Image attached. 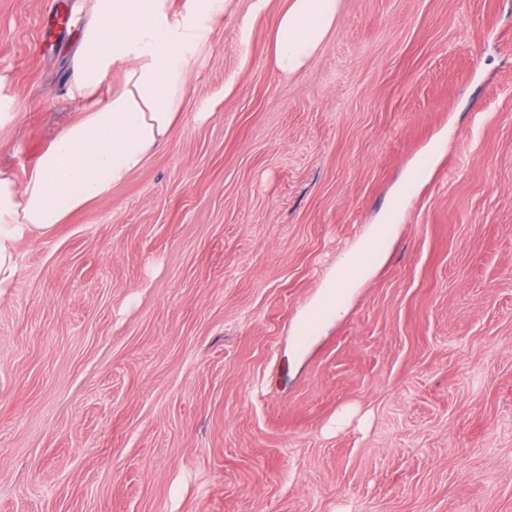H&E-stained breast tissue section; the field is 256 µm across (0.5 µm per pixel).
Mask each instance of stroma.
Returning a JSON list of instances; mask_svg holds the SVG:
<instances>
[{
    "label": "stroma",
    "mask_w": 512,
    "mask_h": 512,
    "mask_svg": "<svg viewBox=\"0 0 512 512\" xmlns=\"http://www.w3.org/2000/svg\"><path fill=\"white\" fill-rule=\"evenodd\" d=\"M283 4L226 0L168 140L18 241L0 512H512V0H341L292 75ZM95 22L0 0L1 167ZM366 267L359 263L357 260H353L351 266L342 274L338 282H334L331 288H328L323 300L322 306L313 313V317L321 316L325 313L330 314L334 317L340 315L344 311V301L349 290L346 288L348 285L357 282L365 273Z\"/></svg>",
    "instance_id": "stroma-1"
}]
</instances>
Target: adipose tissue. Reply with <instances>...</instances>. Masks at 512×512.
<instances>
[{
	"instance_id": "ef3b65f1",
	"label": "adipose tissue",
	"mask_w": 512,
	"mask_h": 512,
	"mask_svg": "<svg viewBox=\"0 0 512 512\" xmlns=\"http://www.w3.org/2000/svg\"><path fill=\"white\" fill-rule=\"evenodd\" d=\"M225 0H96L73 95L80 117L65 126L24 175L0 168V300L18 272L17 242L52 230L108 196L167 140L189 75ZM340 0H285L274 32V65L301 71L336 21ZM123 85L112 90L113 72Z\"/></svg>"
}]
</instances>
